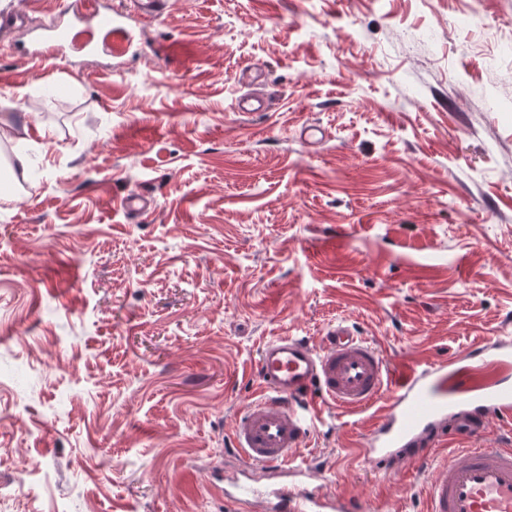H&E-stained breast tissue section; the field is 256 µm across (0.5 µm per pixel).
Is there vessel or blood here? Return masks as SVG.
<instances>
[{
    "label": "vessel or blood",
    "mask_w": 512,
    "mask_h": 512,
    "mask_svg": "<svg viewBox=\"0 0 512 512\" xmlns=\"http://www.w3.org/2000/svg\"><path fill=\"white\" fill-rule=\"evenodd\" d=\"M131 11H101L97 0H67L21 49L52 59L68 48L93 55L108 46L122 19L153 20L169 0H131ZM263 394L239 416L230 437L242 472L225 476L224 499L241 512H362L359 499L322 492L298 461L325 409L359 413L388 405L361 450L365 463L422 458L448 439L459 453L431 464L426 512H512V447L485 444L489 420L512 417V342L494 339L445 362L393 374L384 352L344 322L314 345L277 336L260 349Z\"/></svg>",
    "instance_id": "vessel-or-blood-1"
}]
</instances>
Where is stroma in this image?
<instances>
[{"label": "stroma", "mask_w": 512, "mask_h": 512, "mask_svg": "<svg viewBox=\"0 0 512 512\" xmlns=\"http://www.w3.org/2000/svg\"><path fill=\"white\" fill-rule=\"evenodd\" d=\"M125 25L108 67L0 45V129L42 172L0 203V415L27 426H0V512H234L226 442L273 337L342 320L402 371L512 336V0ZM251 92L268 110L234 111ZM385 406L326 411L301 454L322 491L425 512L420 464L357 456Z\"/></svg>", "instance_id": "35a3bbf8"}]
</instances>
